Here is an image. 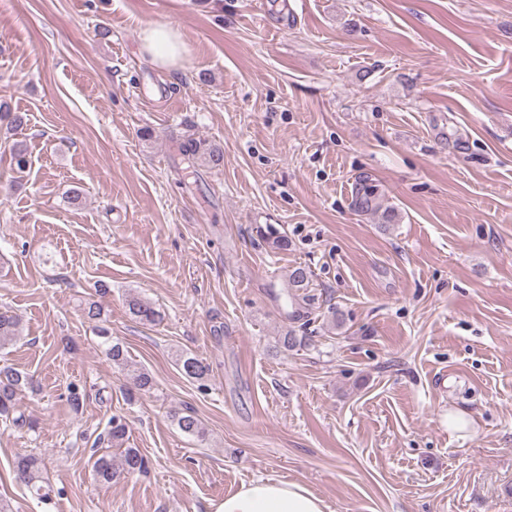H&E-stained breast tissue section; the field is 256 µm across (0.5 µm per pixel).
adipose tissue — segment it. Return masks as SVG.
<instances>
[{
	"label": "adipose tissue",
	"instance_id": "1",
	"mask_svg": "<svg viewBox=\"0 0 512 512\" xmlns=\"http://www.w3.org/2000/svg\"><path fill=\"white\" fill-rule=\"evenodd\" d=\"M141 48L157 66L177 70L185 65V45L170 25L158 23L145 28ZM215 512H328V506L302 483L259 478L225 496Z\"/></svg>",
	"mask_w": 512,
	"mask_h": 512
}]
</instances>
